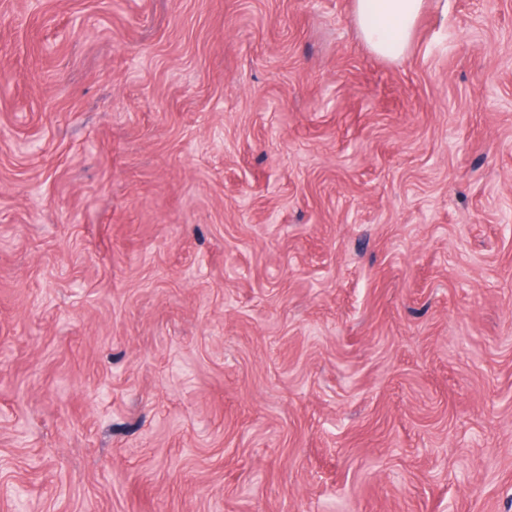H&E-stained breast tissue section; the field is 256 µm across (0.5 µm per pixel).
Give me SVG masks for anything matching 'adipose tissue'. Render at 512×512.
Returning a JSON list of instances; mask_svg holds the SVG:
<instances>
[{"instance_id": "ef3b65f1", "label": "adipose tissue", "mask_w": 512, "mask_h": 512, "mask_svg": "<svg viewBox=\"0 0 512 512\" xmlns=\"http://www.w3.org/2000/svg\"><path fill=\"white\" fill-rule=\"evenodd\" d=\"M423 6L424 0H353V18L370 51L395 60L409 48Z\"/></svg>"}]
</instances>
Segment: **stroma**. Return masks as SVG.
<instances>
[{
  "instance_id": "1",
  "label": "stroma",
  "mask_w": 512,
  "mask_h": 512,
  "mask_svg": "<svg viewBox=\"0 0 512 512\" xmlns=\"http://www.w3.org/2000/svg\"><path fill=\"white\" fill-rule=\"evenodd\" d=\"M0 0V512H512V0ZM424 3V0H354L353 18L370 51L396 60L410 46Z\"/></svg>"
}]
</instances>
